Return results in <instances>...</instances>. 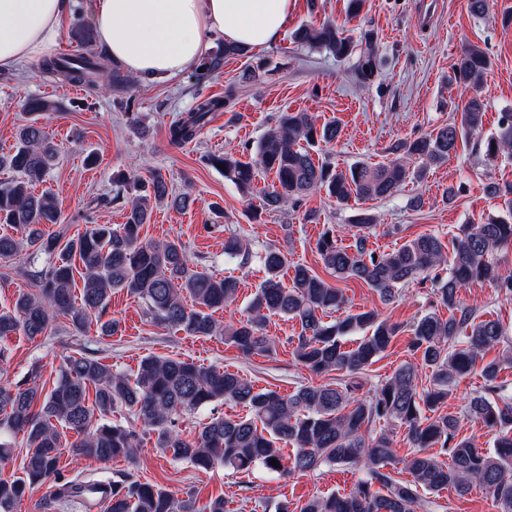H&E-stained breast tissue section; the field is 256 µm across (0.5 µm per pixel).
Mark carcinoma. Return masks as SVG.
Segmentation results:
<instances>
[{
    "mask_svg": "<svg viewBox=\"0 0 512 512\" xmlns=\"http://www.w3.org/2000/svg\"><path fill=\"white\" fill-rule=\"evenodd\" d=\"M71 35L87 55L56 59L47 71L68 82L91 85L97 71L93 28L77 22ZM292 38L339 61L356 58V77L363 84L380 76L378 47L370 31L361 32L356 40L335 22H309L298 26ZM245 53L244 48L224 44L223 52L200 65L198 77L220 71L224 57ZM490 67L485 51L467 46L448 82L476 88ZM232 100L231 93L222 99L200 100L170 126V143L193 141L212 114ZM451 109L457 119L397 142L392 147L394 158L375 165L357 162L341 169L326 158L314 160L312 152L336 145L340 131L334 122L317 124L307 112L280 113L250 150L249 159L229 149L210 156L208 162L224 166V179L246 193L256 190L261 175L274 174L277 185L263 191L270 211L288 203L296 206L322 192L341 206L353 199L389 198L406 180L423 181L430 167L447 162L460 145L482 131L486 104L479 94ZM57 110L49 100L27 101L23 111L34 118L19 128L13 151L0 154V170L13 173L12 179L0 181V224L20 234L18 238L0 235V260L21 262L25 248L46 258L45 265L31 274L35 291L19 294L11 307L0 310V338L20 331L34 340L61 317L75 331L94 324L100 336H112L119 327L118 320L107 317L112 292L125 290L141 299L164 326L188 336L221 337L245 356L275 352V338L265 332L268 316L291 319L299 325L298 360L316 376L336 373V380L282 395L257 389L237 373L193 361L149 355L134 374L127 375L85 353L68 355L46 393L36 386H0V427L23 433L29 448L22 475L0 479V512H15L26 494L43 486L48 489L43 510L53 512L70 493L79 490L89 496L101 484L92 477L55 484L59 425L77 435L68 448L74 457L104 463L134 458L139 432L109 420L118 408L139 421L143 433L155 436L156 447L172 460L200 469L222 466L248 476L259 468L308 472L336 464L364 471L365 476L350 489L310 498L301 512H433L441 491L450 489L463 496L474 488L486 492L496 512H512V396L496 384L498 373L512 365V345L499 321L481 318L460 297L461 289L475 281L487 282L512 297V274L501 271L496 259L498 252L512 248V220L489 218L482 224H462L447 242L433 233L419 234L379 255L367 246L366 230L374 220L366 212L356 215L351 224L355 233L350 245L342 244L333 225L319 235L314 249L334 277L363 281L383 303L394 301L400 287L428 279L438 303L449 312L446 320L428 312L410 329L407 349L420 354L423 365L431 370L429 387H419L418 367L407 362L362 394L359 374L383 357L400 326L381 318L375 309L324 321L325 313L345 305L342 290L307 265L288 263V255L275 246L266 248L262 256L266 278L247 308L246 319L220 323L214 313L236 301L238 280L218 278L195 266L175 238L159 242L141 235L157 205L165 202L182 210L191 204L189 194L173 193L162 175L143 181L125 172L117 174L119 190L129 195L125 222L118 228L92 224L68 239L52 230L60 220L55 196L47 190L36 195L32 187L44 181L61 152L35 116ZM483 156L488 161L512 158V112L502 114L497 131L484 141ZM405 157L418 167L408 168ZM484 191L512 204L511 182H489ZM224 254L245 261L249 249L241 238L231 235L224 239ZM288 267L293 269L289 286L282 280ZM77 274L83 286L76 294ZM186 297L194 308L184 305ZM357 332L360 336L349 343L350 335ZM498 347L502 353L484 361L486 353ZM476 371L486 385L484 393L471 398L465 418L495 432L489 452L469 438L458 437L460 417L439 413L452 387ZM217 401L241 405L247 414L213 417L193 439L184 438L180 417ZM392 424L405 429L414 448L406 458H397L392 450L388 432ZM288 444L294 447L289 458L284 456ZM272 459L279 467L270 465ZM397 470L407 477L396 478ZM110 485L106 512H228L221 495L201 505L189 494L179 498L128 474L119 475Z\"/></svg>",
    "mask_w": 512,
    "mask_h": 512,
    "instance_id": "cac0c4a2",
    "label": "carcinoma"
}]
</instances>
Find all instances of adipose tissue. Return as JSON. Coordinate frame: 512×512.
Returning a JSON list of instances; mask_svg holds the SVG:
<instances>
[{
	"mask_svg": "<svg viewBox=\"0 0 512 512\" xmlns=\"http://www.w3.org/2000/svg\"><path fill=\"white\" fill-rule=\"evenodd\" d=\"M68 0H0V72L54 53ZM294 0H94L93 21L128 74L170 79L194 66L213 35L250 48L276 42Z\"/></svg>",
	"mask_w": 512,
	"mask_h": 512,
	"instance_id": "adipose-tissue-1",
	"label": "adipose tissue"
}]
</instances>
